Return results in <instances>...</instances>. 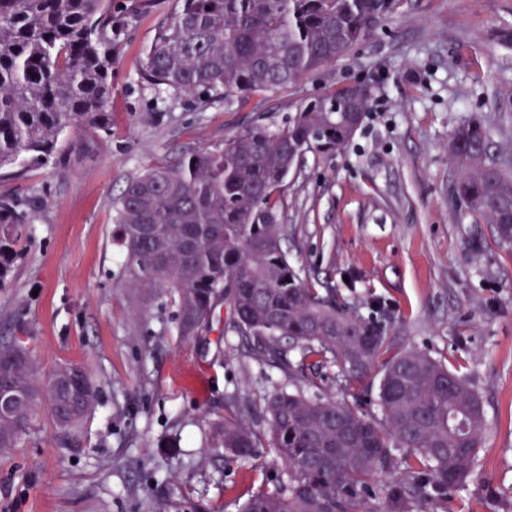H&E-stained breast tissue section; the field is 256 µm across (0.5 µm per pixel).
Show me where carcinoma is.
Masks as SVG:
<instances>
[{
	"label": "carcinoma",
	"instance_id": "cac0c4a2",
	"mask_svg": "<svg viewBox=\"0 0 512 512\" xmlns=\"http://www.w3.org/2000/svg\"><path fill=\"white\" fill-rule=\"evenodd\" d=\"M141 64L158 87L209 100L293 85L345 59L392 14L390 0H173ZM123 22L112 0H0V169L45 165L68 128L107 132L112 62ZM372 87L343 86L298 107L278 129L247 126L129 180L115 205L134 288L166 299L178 335L199 336L218 304L254 359L294 387L270 393L254 422L234 395L208 425L209 447L241 459L267 448L283 472L272 488L235 498L237 512H449L472 475L488 429L481 398L428 352L391 353L389 326L306 282L282 243L279 208L291 168L333 154L353 136ZM448 151L468 211L512 247V162L486 123L456 127ZM31 223L0 199V287ZM58 368L37 378L28 350L0 344V448L29 434L42 399L63 441L97 401L90 375L73 388ZM331 383L324 396L303 387Z\"/></svg>",
	"mask_w": 512,
	"mask_h": 512
}]
</instances>
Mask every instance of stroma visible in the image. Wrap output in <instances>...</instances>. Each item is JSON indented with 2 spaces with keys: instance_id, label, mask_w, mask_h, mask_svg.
<instances>
[{
  "instance_id": "1",
  "label": "stroma",
  "mask_w": 512,
  "mask_h": 512,
  "mask_svg": "<svg viewBox=\"0 0 512 512\" xmlns=\"http://www.w3.org/2000/svg\"><path fill=\"white\" fill-rule=\"evenodd\" d=\"M133 10L112 63L110 131L67 129L47 165L0 171V197L32 222L0 288V340L21 339L41 378L77 363L95 410L63 446L42 405L16 447L0 449V512H236L234 490L272 487L265 449L241 460L209 447L225 396L253 407L281 385L221 324L178 336L171 309L129 287L114 203L145 169L222 146L245 126L283 124L344 85L374 92L359 129L331 155L306 154L287 178L283 243L301 276L328 280L369 313L380 298L396 350L421 349L464 375L488 432L452 512H512V249L453 197V129L477 117L512 158V0H397L349 56L301 82L210 103L140 77L173 0Z\"/></svg>"
}]
</instances>
